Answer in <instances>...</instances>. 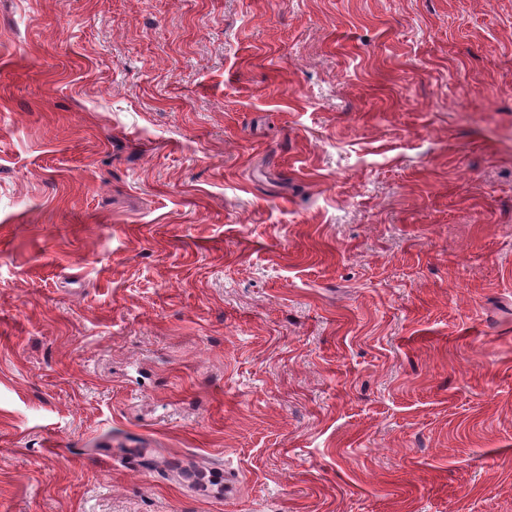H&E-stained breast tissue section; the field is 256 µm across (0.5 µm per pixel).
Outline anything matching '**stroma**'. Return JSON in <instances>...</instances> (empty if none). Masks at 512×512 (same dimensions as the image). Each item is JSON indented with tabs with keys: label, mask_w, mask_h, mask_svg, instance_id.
I'll return each instance as SVG.
<instances>
[{
	"label": "stroma",
	"mask_w": 512,
	"mask_h": 512,
	"mask_svg": "<svg viewBox=\"0 0 512 512\" xmlns=\"http://www.w3.org/2000/svg\"><path fill=\"white\" fill-rule=\"evenodd\" d=\"M0 512H512V0H0Z\"/></svg>",
	"instance_id": "stroma-1"
}]
</instances>
